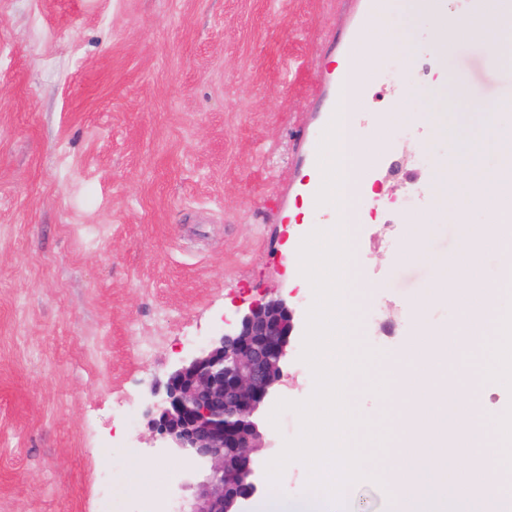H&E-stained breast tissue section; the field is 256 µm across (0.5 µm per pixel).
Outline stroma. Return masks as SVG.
<instances>
[{"mask_svg":"<svg viewBox=\"0 0 512 512\" xmlns=\"http://www.w3.org/2000/svg\"><path fill=\"white\" fill-rule=\"evenodd\" d=\"M352 0H0V512H151L126 494L133 462L173 476L180 512L196 463L163 454L145 410L171 364L221 334L223 317L282 296L306 321L312 290L292 272L307 137L325 101L318 75L339 55ZM480 41L446 60L400 48L374 62L369 101L386 112L406 84L436 88L467 69L471 96L500 75ZM425 149H418L420 138ZM371 221L359 225L361 280L376 353L404 348L414 301L464 248L452 220L407 257L406 227L442 186L448 141L393 119ZM295 338L277 396L314 388ZM260 413L270 462L300 430ZM382 470L350 487L349 512H389Z\"/></svg>","mask_w":512,"mask_h":512,"instance_id":"obj_1","label":"stroma"}]
</instances>
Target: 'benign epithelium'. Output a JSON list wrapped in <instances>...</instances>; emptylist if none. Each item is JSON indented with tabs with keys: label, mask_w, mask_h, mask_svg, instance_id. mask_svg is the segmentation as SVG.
Wrapping results in <instances>:
<instances>
[{
	"label": "benign epithelium",
	"mask_w": 512,
	"mask_h": 512,
	"mask_svg": "<svg viewBox=\"0 0 512 512\" xmlns=\"http://www.w3.org/2000/svg\"><path fill=\"white\" fill-rule=\"evenodd\" d=\"M296 336L283 298L224 318L222 334L176 362L147 415L160 447L200 464L196 499L181 512H244L265 479L257 412L277 392Z\"/></svg>",
	"instance_id": "obj_1"
}]
</instances>
